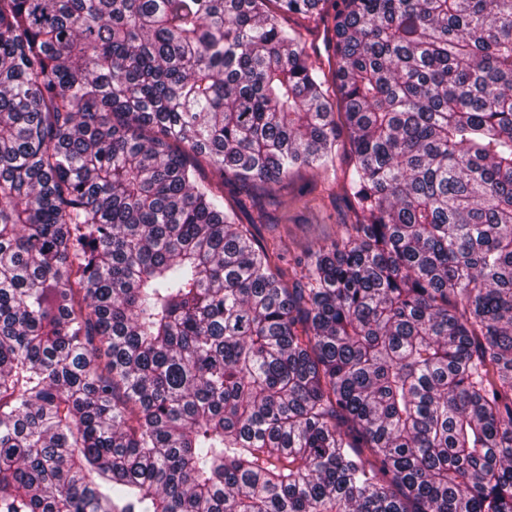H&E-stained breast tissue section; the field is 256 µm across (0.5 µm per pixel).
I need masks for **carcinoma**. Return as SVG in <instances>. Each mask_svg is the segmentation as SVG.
<instances>
[{
    "label": "carcinoma",
    "mask_w": 512,
    "mask_h": 512,
    "mask_svg": "<svg viewBox=\"0 0 512 512\" xmlns=\"http://www.w3.org/2000/svg\"><path fill=\"white\" fill-rule=\"evenodd\" d=\"M327 2L0 0V512H512V0ZM284 23L289 27L301 29L310 60L329 74L334 67V57L331 49L333 37L331 22L328 24L307 22L292 16L286 17ZM336 166L311 169L301 167L288 183L257 184L250 195L266 215L267 224L258 225L261 242L279 246V264L288 268L309 250L336 238L341 224L355 220L342 198L343 172L349 164L346 130L339 140Z\"/></svg>",
    "instance_id": "1"
}]
</instances>
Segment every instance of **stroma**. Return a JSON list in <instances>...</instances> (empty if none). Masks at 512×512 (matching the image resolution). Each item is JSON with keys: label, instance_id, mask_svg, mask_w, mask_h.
I'll return each instance as SVG.
<instances>
[{"label": "stroma", "instance_id": "stroma-1", "mask_svg": "<svg viewBox=\"0 0 512 512\" xmlns=\"http://www.w3.org/2000/svg\"><path fill=\"white\" fill-rule=\"evenodd\" d=\"M284 23L302 29L311 61L323 70H332L330 24L306 22L293 16L285 18ZM348 164L349 138L344 135L339 140V155L334 166L302 167L288 182L251 187L255 206L239 213V223H251L257 213H265L266 222L259 227V240L278 244L281 266L294 265L309 250L336 238L343 224L354 221L353 212L342 198L343 173Z\"/></svg>", "mask_w": 512, "mask_h": 512}]
</instances>
